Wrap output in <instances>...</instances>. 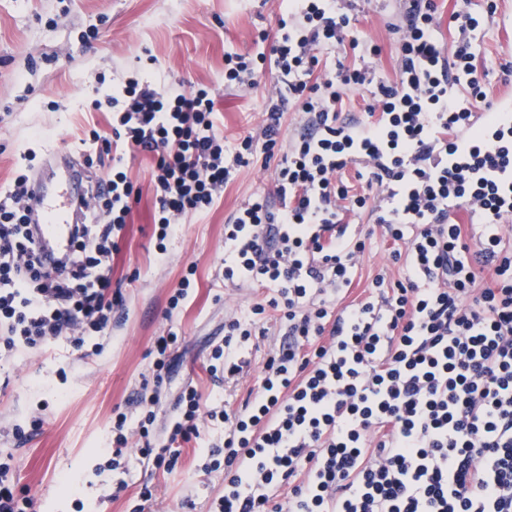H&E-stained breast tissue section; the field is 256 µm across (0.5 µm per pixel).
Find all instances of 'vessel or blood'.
<instances>
[{"mask_svg": "<svg viewBox=\"0 0 512 512\" xmlns=\"http://www.w3.org/2000/svg\"><path fill=\"white\" fill-rule=\"evenodd\" d=\"M31 204L42 217L39 237L43 252L48 255L67 252L76 214L75 197L68 186H61L56 193L50 194L42 182H33Z\"/></svg>", "mask_w": 512, "mask_h": 512, "instance_id": "1", "label": "vessel or blood"}]
</instances>
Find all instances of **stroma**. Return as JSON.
Here are the masks:
<instances>
[{
  "instance_id": "obj_1",
  "label": "stroma",
  "mask_w": 512,
  "mask_h": 512,
  "mask_svg": "<svg viewBox=\"0 0 512 512\" xmlns=\"http://www.w3.org/2000/svg\"><path fill=\"white\" fill-rule=\"evenodd\" d=\"M279 6L280 0H0V183L17 174L22 145L36 152L28 176L47 184L59 178L51 168L58 153L84 185L110 178L108 162L86 158L77 143L84 131L106 125L105 115L91 106L96 91L144 73L161 84L210 87L227 144L259 135L274 77L264 74L250 90L225 88L224 54L250 49L259 32L275 34ZM471 7L492 16L482 51L495 63L484 83L497 100L512 92V0H471ZM398 10V0H359L352 31L360 43L381 47L367 64L391 78L396 45L390 27ZM127 164L141 197L112 257L123 308L100 339L101 353L86 355L62 338L44 350L0 356V457H11L16 489L33 498L37 512H133L146 484L157 501L144 512H209L224 472L204 471L202 463L209 446L223 443V428L204 429L198 447L184 449L171 473L157 472L134 450L126 470L112 471L104 467L103 450L112 440L113 414L125 412L136 424L134 400L144 393L153 398L158 421H165L190 385L205 396L219 392L231 408H240L276 342L269 336L247 345V367L213 387L204 366L224 337L225 319L245 315L267 294L257 285H224V224L270 183V170L258 161L240 168L223 199L160 249L153 237V161L138 154ZM355 231L371 244L343 295L347 303L364 299L377 273L398 272L381 226L364 216ZM191 266L195 286L180 310L169 311V298ZM171 330L178 335L179 366L155 389L151 350ZM18 426L24 437H16ZM120 479L128 489L116 499L112 484Z\"/></svg>"
}]
</instances>
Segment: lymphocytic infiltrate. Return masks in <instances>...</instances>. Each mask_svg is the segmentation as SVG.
Returning a JSON list of instances; mask_svg holds the SVG:
<instances>
[{
	"mask_svg": "<svg viewBox=\"0 0 512 512\" xmlns=\"http://www.w3.org/2000/svg\"><path fill=\"white\" fill-rule=\"evenodd\" d=\"M273 44L224 54V85L254 87L273 65L260 137L229 146L204 86L133 76L93 109L111 113L107 134L80 139L106 155L69 252L46 262L36 241L27 175L0 185V352L58 338L98 353L120 290L102 272L123 238L138 193L126 157L151 155L154 234L164 241L209 211L251 160L275 162L272 188L255 192L224 226V280L260 283L269 299L224 323L206 366L217 384L239 374L240 350L267 335L279 311V347L241 408L179 396L161 441L154 410L136 431L112 426V463L129 446L171 470L204 421L224 426L227 476L212 512H512V151L486 143L473 113L500 114L481 86V20L466 0L451 19L454 49L435 35L434 0H404L396 80L364 64H324L344 44L354 0H284ZM368 91L365 120L344 122L346 92ZM301 119L284 130L288 110ZM364 170L376 195L344 178ZM466 211L458 223L450 209ZM368 215L393 241L399 277L376 275L370 296L337 307L366 241L349 218ZM487 278H480V271ZM288 486V502L273 493Z\"/></svg>",
	"mask_w": 512,
	"mask_h": 512,
	"instance_id": "f902f5d3",
	"label": "lymphocytic infiltrate"
}]
</instances>
